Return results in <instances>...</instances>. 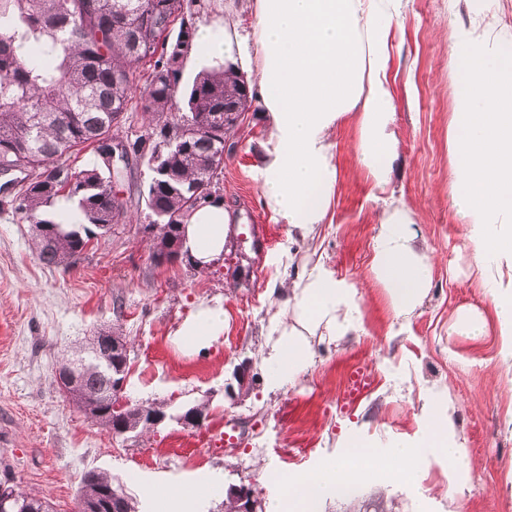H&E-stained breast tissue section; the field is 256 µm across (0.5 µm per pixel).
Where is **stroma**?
I'll return each instance as SVG.
<instances>
[{"instance_id": "35a3bbf8", "label": "stroma", "mask_w": 512, "mask_h": 512, "mask_svg": "<svg viewBox=\"0 0 512 512\" xmlns=\"http://www.w3.org/2000/svg\"><path fill=\"white\" fill-rule=\"evenodd\" d=\"M471 0H404L397 47L395 130L399 157L388 193L414 211L419 250L433 263L423 303L396 317L372 277L377 203L357 152V124L346 117L332 139L340 172L333 221L315 242L337 278L359 290L364 331L317 345L314 365L297 380L269 386L262 353L268 321L280 308L273 282L293 278L282 261L289 227L261 202L255 166L263 151L257 104L227 136L237 144L225 162L220 193L237 217L224 256L191 270L156 266L143 206H129V223L114 225L67 270L39 262L28 240L31 224L0 210V460L24 491L47 500L54 512H75L79 481L89 470L123 485L136 512H155L152 482L195 488L221 478L255 489L265 512L281 500L261 468L298 475L339 454L350 436L387 454L421 438L427 413L449 415L457 440L474 464L452 475L433 461L408 482L368 483L318 506L317 512H512V370L501 354L498 321L484 271L474 259L453 207L448 124L456 80L448 71L451 23L468 22ZM221 306L223 334L207 352L177 343L174 333L199 305ZM481 315L473 335L461 314ZM125 336L131 375L123 401L163 407L167 420L143 433L112 437L79 412L59 390L57 364L102 328ZM252 379L234 394L240 364ZM365 368L371 391L354 408L343 405L347 372ZM202 404L199 429L177 418ZM232 426L235 445L211 448L208 434Z\"/></svg>"}]
</instances>
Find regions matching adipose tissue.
<instances>
[{
  "label": "adipose tissue",
  "mask_w": 512,
  "mask_h": 512,
  "mask_svg": "<svg viewBox=\"0 0 512 512\" xmlns=\"http://www.w3.org/2000/svg\"><path fill=\"white\" fill-rule=\"evenodd\" d=\"M403 0H249L252 25L239 32L237 11L208 0L215 20L196 30L199 65L232 62L246 71L262 112L265 143L258 175L265 207L294 232L292 245L313 238L331 221L338 172L331 139L341 118L354 116L361 166L385 190L398 156L396 92L390 76L394 22ZM448 63L458 89L448 127V154L457 190L454 207L481 264L512 260V41L459 26L449 34ZM236 217L223 201L196 209L183 228V249L207 266L224 254ZM372 273L396 316H410L427 295L432 264L416 248L413 211L390 199L376 211ZM283 307L269 320L267 382L293 380L316 359L311 336L332 342L362 331L358 290L324 261L304 267L285 288H271ZM222 309L202 306L176 331L195 352L223 333ZM351 437L338 458L292 478V502L319 503L342 489L380 478H413L430 461L466 471L470 460L447 415L428 419L423 439L388 456L364 455Z\"/></svg>",
  "instance_id": "adipose-tissue-1"
}]
</instances>
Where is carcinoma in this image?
Listing matches in <instances>:
<instances>
[{
	"label": "carcinoma",
	"mask_w": 512,
	"mask_h": 512,
	"mask_svg": "<svg viewBox=\"0 0 512 512\" xmlns=\"http://www.w3.org/2000/svg\"><path fill=\"white\" fill-rule=\"evenodd\" d=\"M203 0H0V205L19 219L43 224L31 250L48 267H70L82 254L92 226L127 218V204L112 198V116L129 112L131 91L141 89L144 131L161 119L225 112L247 107L250 90L239 76L224 79V67L203 69L181 87L184 57L197 51L196 21ZM224 145L201 135L174 149L167 162L183 192L157 181L148 169L147 197L164 241L171 219L181 224L203 200L189 188L203 174L224 165ZM88 151L91 166L77 165ZM59 197L77 203L81 217L68 224L45 208ZM80 396L71 399L83 414L112 431V348L90 339ZM113 486L112 476L90 470L80 480L79 498L98 503ZM16 493L12 512H49L42 498Z\"/></svg>",
	"instance_id": "carcinoma-1"
}]
</instances>
